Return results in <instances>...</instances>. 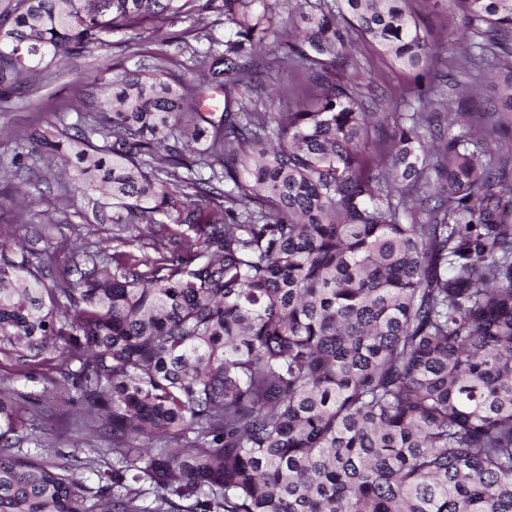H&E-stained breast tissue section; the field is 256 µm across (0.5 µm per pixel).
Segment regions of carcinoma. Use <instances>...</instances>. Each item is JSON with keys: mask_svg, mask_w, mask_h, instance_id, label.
I'll list each match as a JSON object with an SVG mask.
<instances>
[{"mask_svg": "<svg viewBox=\"0 0 512 512\" xmlns=\"http://www.w3.org/2000/svg\"><path fill=\"white\" fill-rule=\"evenodd\" d=\"M0 0V110L42 64L104 50L162 16L216 8L232 24L188 84L159 64L96 74L92 119L31 129L59 195L101 194L112 224H175L170 243L73 252L0 235V353L42 391L65 382L88 448L65 463L20 448L35 418L0 380V512H512V136L485 152L461 108L501 87L512 125V0H455L478 41L436 67L407 0ZM414 73L409 114L374 112L350 33ZM324 93L235 118L205 97L248 88L258 53ZM393 123L377 165L371 132ZM207 167L203 178L198 169ZM436 180L430 181V172ZM432 203L430 223L410 199ZM112 456L86 505L82 475Z\"/></svg>", "mask_w": 512, "mask_h": 512, "instance_id": "obj_1", "label": "carcinoma"}]
</instances>
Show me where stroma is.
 Instances as JSON below:
<instances>
[{"label":"stroma","instance_id":"obj_1","mask_svg":"<svg viewBox=\"0 0 512 512\" xmlns=\"http://www.w3.org/2000/svg\"><path fill=\"white\" fill-rule=\"evenodd\" d=\"M407 7L436 48L439 61L460 56L465 46L472 42V34L454 29L459 20L454 0H445L444 5L438 8L433 7L430 0H408ZM187 24L183 20L152 21L131 32L115 33L111 58L137 72L162 57L172 74L189 75L194 52L199 48L198 42L192 40L177 46L166 40L167 34L183 30ZM352 42L359 73L364 81L376 82L378 92L383 96L381 111H394L398 93L413 91V75L393 66L386 56L360 37H353ZM102 66L98 53L93 52L38 69L23 104L13 111L0 112V166L10 162L31 127L76 123L78 114L74 107L91 90L88 76ZM255 83L263 102L276 112L297 110L319 93L303 74L291 69L261 68L255 76ZM43 177L42 165L36 162L27 173L25 183L7 185L0 181V230L25 241L38 240L42 235L50 236L58 250V272H65L73 250L88 243L106 240L116 245L120 240L131 239L144 232L145 227L141 224L117 226L101 222L98 193H88L70 207L61 204L56 193L48 191ZM58 409V404L49 403L47 415L36 422L35 434L42 440V447L26 442L22 445L23 450L36 458L56 462L61 454L81 447V440L71 436L68 419L59 415Z\"/></svg>","mask_w":512,"mask_h":512}]
</instances>
